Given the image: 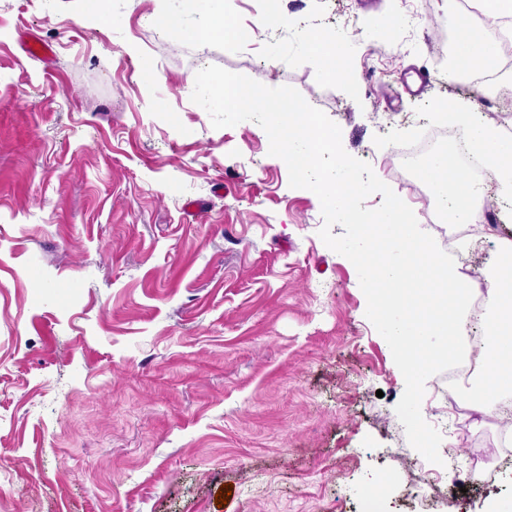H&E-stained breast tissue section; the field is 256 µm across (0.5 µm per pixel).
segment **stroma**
I'll return each instance as SVG.
<instances>
[{
    "label": "stroma",
    "instance_id": "stroma-1",
    "mask_svg": "<svg viewBox=\"0 0 512 512\" xmlns=\"http://www.w3.org/2000/svg\"><path fill=\"white\" fill-rule=\"evenodd\" d=\"M90 4L0 0V512H363L383 474L380 512H418L405 381L356 269L261 126L213 128L193 82L217 65L295 88L405 196L387 159L408 119L446 97L512 124V72L486 100L435 69L445 0H279L265 29L257 0H231V42L199 39L201 15L177 0H113L109 29ZM164 7L175 26L157 25ZM328 33L353 83L313 61L307 36ZM30 36L51 56L26 51ZM487 212L501 224L464 254L478 281L512 233L511 206L492 197ZM439 384L421 412L441 451L457 471L474 448L504 472L495 489L445 475L436 510L486 512L512 499L500 400L458 413Z\"/></svg>",
    "mask_w": 512,
    "mask_h": 512
}]
</instances>
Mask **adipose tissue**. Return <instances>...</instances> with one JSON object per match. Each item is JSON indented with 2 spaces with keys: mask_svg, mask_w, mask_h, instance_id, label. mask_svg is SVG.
Segmentation results:
<instances>
[{
  "mask_svg": "<svg viewBox=\"0 0 512 512\" xmlns=\"http://www.w3.org/2000/svg\"><path fill=\"white\" fill-rule=\"evenodd\" d=\"M204 15L202 34L207 38L236 40L239 31L229 18V0H189ZM456 72H495L501 65L495 43L476 34L467 20H459L454 47ZM432 111L446 118L462 133L467 147L478 153L492 169L499 196L512 199V136L475 113L462 111L455 101L438 98ZM450 153L430 157L421 169L435 199L449 209L455 222L479 224L483 221L486 196L480 186L456 174ZM499 275L487 290L494 313L482 324L484 343L478 362V396L512 397V253L498 261Z\"/></svg>",
  "mask_w": 512,
  "mask_h": 512,
  "instance_id": "adipose-tissue-1",
  "label": "adipose tissue"
}]
</instances>
